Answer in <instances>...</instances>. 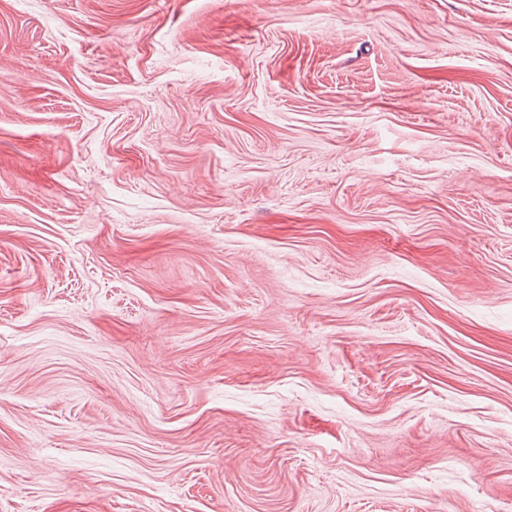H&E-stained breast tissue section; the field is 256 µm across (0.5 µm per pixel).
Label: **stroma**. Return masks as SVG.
<instances>
[{"instance_id":"obj_1","label":"stroma","mask_w":512,"mask_h":512,"mask_svg":"<svg viewBox=\"0 0 512 512\" xmlns=\"http://www.w3.org/2000/svg\"><path fill=\"white\" fill-rule=\"evenodd\" d=\"M0 512H512V0H0Z\"/></svg>"}]
</instances>
